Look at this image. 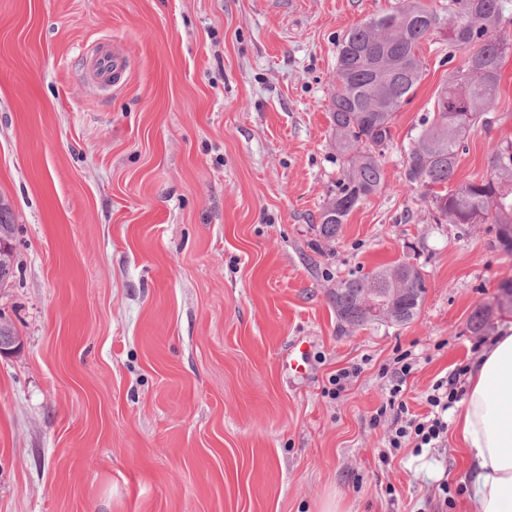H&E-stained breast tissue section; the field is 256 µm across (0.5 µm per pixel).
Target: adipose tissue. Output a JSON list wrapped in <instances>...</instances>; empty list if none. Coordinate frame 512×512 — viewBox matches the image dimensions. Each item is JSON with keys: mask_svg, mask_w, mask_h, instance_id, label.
Instances as JSON below:
<instances>
[{"mask_svg": "<svg viewBox=\"0 0 512 512\" xmlns=\"http://www.w3.org/2000/svg\"><path fill=\"white\" fill-rule=\"evenodd\" d=\"M452 421L475 512H512V326L475 361Z\"/></svg>", "mask_w": 512, "mask_h": 512, "instance_id": "1", "label": "adipose tissue"}]
</instances>
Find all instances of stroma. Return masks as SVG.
Here are the masks:
<instances>
[{
  "label": "stroma",
  "instance_id": "35a3bbf8",
  "mask_svg": "<svg viewBox=\"0 0 512 512\" xmlns=\"http://www.w3.org/2000/svg\"><path fill=\"white\" fill-rule=\"evenodd\" d=\"M397 0H0V199L18 270L0 312V512H471L466 459L378 450L379 370L411 351L412 413L471 363L512 279L493 224H451L408 187L403 147L462 52L422 47L380 190L332 245L316 234L341 176L329 118L338 44ZM121 85L82 77L97 42ZM455 182L512 140V56ZM406 260L427 293L404 326L341 332L328 293ZM492 312L474 331L475 311ZM305 374L288 367L296 340ZM360 373L338 399L336 370Z\"/></svg>",
  "mask_w": 512,
  "mask_h": 512
}]
</instances>
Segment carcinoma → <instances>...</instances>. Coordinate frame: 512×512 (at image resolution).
I'll use <instances>...</instances> for the list:
<instances>
[{
	"mask_svg": "<svg viewBox=\"0 0 512 512\" xmlns=\"http://www.w3.org/2000/svg\"><path fill=\"white\" fill-rule=\"evenodd\" d=\"M501 13L500 0H448L441 12L424 0H398L392 11L347 32L330 106L345 166L320 209L316 228L323 240H335L349 213L380 189V156L391 141L396 113L423 75L421 45L440 33L449 47L465 52L464 61L448 71L432 116L422 120L405 148V179L411 188L426 189L431 206L452 224L498 225V241L512 255V140L494 147L488 174L450 186L468 132L488 123L499 95L512 48L494 34ZM426 292L420 269L402 261L336 282L329 302L342 332L369 323L403 326L417 316ZM368 299L380 303L382 315L365 310Z\"/></svg>",
	"mask_w": 512,
	"mask_h": 512,
	"instance_id": "obj_1",
	"label": "carcinoma"
}]
</instances>
